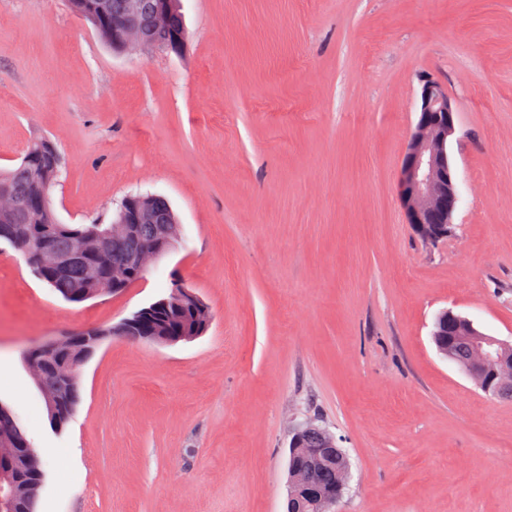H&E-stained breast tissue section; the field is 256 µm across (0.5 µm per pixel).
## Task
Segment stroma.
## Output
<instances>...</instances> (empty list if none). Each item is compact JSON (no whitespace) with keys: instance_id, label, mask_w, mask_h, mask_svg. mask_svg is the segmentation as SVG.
Returning a JSON list of instances; mask_svg holds the SVG:
<instances>
[{"instance_id":"stroma-1","label":"stroma","mask_w":512,"mask_h":512,"mask_svg":"<svg viewBox=\"0 0 512 512\" xmlns=\"http://www.w3.org/2000/svg\"><path fill=\"white\" fill-rule=\"evenodd\" d=\"M183 7L182 53H116L66 0H0V169L45 135L61 223L148 193L184 230L137 284L80 304L0 241V403L44 465L37 512H284L308 421L350 459L336 512H512V401L430 336L448 309L512 343V0ZM424 75L457 112L460 201L435 244L400 200ZM178 281L207 331L107 338L52 430L25 350L119 324Z\"/></svg>"}]
</instances>
